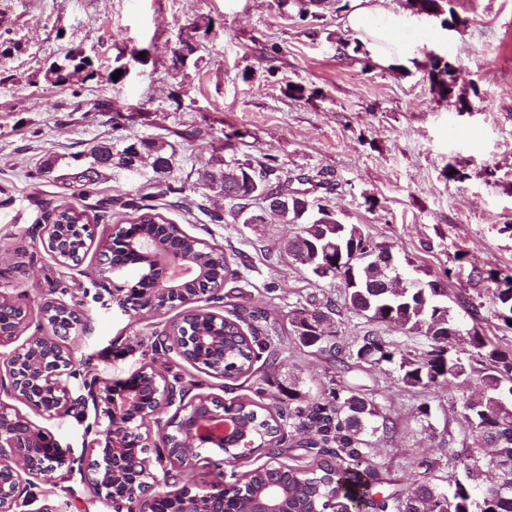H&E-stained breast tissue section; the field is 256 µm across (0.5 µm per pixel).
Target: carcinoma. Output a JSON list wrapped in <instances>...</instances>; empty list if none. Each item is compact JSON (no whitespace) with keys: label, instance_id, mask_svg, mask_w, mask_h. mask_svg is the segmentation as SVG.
<instances>
[{"label":"carcinoma","instance_id":"carcinoma-1","mask_svg":"<svg viewBox=\"0 0 512 512\" xmlns=\"http://www.w3.org/2000/svg\"><path fill=\"white\" fill-rule=\"evenodd\" d=\"M407 2L411 8L418 6L435 15H446L455 25L463 23L450 0ZM73 71L84 72L88 77L95 75L91 59L78 48L69 50L62 61L49 67L47 80L64 83ZM430 84L441 98L453 101L461 109L469 106L465 79L451 58L436 55L430 59ZM141 142L139 151L130 152L125 145L112 147L109 164L97 163V152L103 145L92 147L86 162L77 166L73 179L84 186L92 185L104 169H126L142 163L157 178H165L176 162L175 146L157 138H143ZM215 165L207 187L220 189L229 209L223 215H211V221L221 223L227 216L235 223L253 224L259 219L265 224L273 218L280 224L297 225V236L288 241L286 249L288 259L294 263L298 262L295 255L304 251L316 256L318 265L331 252L353 243L360 246L364 241L373 242L360 225L338 224L336 211L329 206L303 194L282 193L279 168L274 163L256 167L248 159L226 161L219 156ZM267 198L277 199L276 209L270 214L263 211ZM143 209L138 215L140 238L161 243L181 255L199 269L200 279L206 282L227 281L238 275L229 257L219 255L203 239L186 233L151 206ZM55 219L59 224H80L82 214L74 204L63 202L57 205ZM129 260L130 253L118 232L112 237V263L125 264ZM354 276L361 287L343 286L339 301L328 296L308 300L288 319L289 334L296 342L326 356L337 370L324 393L311 398L294 382L286 386L276 378L266 377L256 394L274 401L277 414L252 401L224 407L238 415L242 424L249 427L250 438L260 445L274 434L276 446L282 445L285 434L275 431L281 421L288 422L296 432L316 426L321 446L312 463L304 468L279 463L244 472L241 487L224 491V512H233L240 496L261 491L288 499L301 512H341L355 500L375 512H512V352L499 350L480 326L465 328L451 314L450 302L469 318L477 319V306L469 297L439 298L429 288L425 289L424 300L413 293L387 296L384 285L389 272L376 262L358 263ZM486 280L496 284L492 302L499 308V317L512 322V275L501 278L490 272ZM344 312L375 326H388L393 319L404 332L424 336L428 349L418 353L375 330L367 331L352 347L340 328L329 336L317 333L318 319L335 318L340 325ZM244 324L249 330L247 336L242 332ZM174 330L181 336L204 332L224 337V377L228 379L250 371L261 351L266 353L267 365L274 364L279 355V350L271 346L280 332L278 322L256 306H236L222 319L215 318L210 309L199 308L184 315ZM452 341L456 343L453 358L477 385L476 391L459 395L454 406L465 435L479 440L482 452L476 457L465 445L457 451L451 464L462 466L463 478L449 488L443 485V477L436 475L435 462L421 460L417 462L421 479L404 490L388 492L376 502L370 498L371 486L380 480L371 458L373 438L390 431V419L382 404L365 393L359 373L390 366L404 387L427 390L435 384V374L442 365L440 351ZM368 345L373 348L370 357L362 355Z\"/></svg>","mask_w":512,"mask_h":512}]
</instances>
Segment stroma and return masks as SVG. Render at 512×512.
Segmentation results:
<instances>
[{
    "instance_id": "35a3bbf8",
    "label": "stroma",
    "mask_w": 512,
    "mask_h": 512,
    "mask_svg": "<svg viewBox=\"0 0 512 512\" xmlns=\"http://www.w3.org/2000/svg\"><path fill=\"white\" fill-rule=\"evenodd\" d=\"M322 0L317 20H300L287 0H0V248H19L23 265L0 264V293L24 294L31 307L68 292L82 303L87 327L71 342L77 363L100 379L120 382L146 362L166 378L199 383L202 393L231 403L253 397L245 375L225 385L172 355L152 354L164 319L124 308L112 297L130 288L136 266L109 280L57 266L39 243L47 208L73 201L99 231L133 221L150 205L188 233L237 255L240 276L224 286L216 310L249 303L280 324L309 295L338 297L336 280L314 278L291 265L281 250L293 233L286 224L211 223L225 209L223 196L204 188L213 147L235 134V156L261 163L275 158L284 190L329 200L345 224L408 256L420 277L444 279L449 295L481 302L486 335L512 348V330L494 314L491 282L472 267L512 274V0H453L462 26L414 17L403 40L414 49L407 64H366L358 41L343 26L338 4ZM195 50L183 67L173 59L183 40ZM278 46L269 56L270 46ZM81 48L95 75L46 80L49 65ZM149 53L147 63L134 51ZM452 56L479 91L473 109L458 112L431 91L429 55ZM127 63L124 82L107 79L115 62ZM303 86V96L289 92ZM143 137L175 144L176 164L166 182L151 171H105L89 194L75 196L73 156L94 145ZM56 159L43 176V161ZM456 167L461 179L448 178ZM271 368L281 381L298 380L309 393L327 385L323 356L301 350L281 334ZM393 427L378 438L376 462L388 487L404 488L422 458L451 476L450 456L463 429L451 399L462 381L428 391L401 387L390 367L361 379ZM428 403L431 422L451 438L430 437L417 422ZM36 424L62 447L81 455L87 423L76 415ZM66 491L40 493L56 512H114L92 490L88 464L75 465Z\"/></svg>"
}]
</instances>
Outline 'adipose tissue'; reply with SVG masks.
Instances as JSON below:
<instances>
[{"mask_svg":"<svg viewBox=\"0 0 512 512\" xmlns=\"http://www.w3.org/2000/svg\"><path fill=\"white\" fill-rule=\"evenodd\" d=\"M354 2V8L344 19V26L355 34L365 51L387 64L411 60L412 51L400 37L408 23L407 15L390 7V0Z\"/></svg>","mask_w":512,"mask_h":512,"instance_id":"adipose-tissue-1","label":"adipose tissue"}]
</instances>
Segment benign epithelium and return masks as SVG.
<instances>
[{
	"label": "benign epithelium",
	"instance_id": "obj_1",
	"mask_svg": "<svg viewBox=\"0 0 512 512\" xmlns=\"http://www.w3.org/2000/svg\"><path fill=\"white\" fill-rule=\"evenodd\" d=\"M39 243L50 258L61 268L80 270L83 257L71 251V241L82 242L81 249H94L106 254L101 273L118 275L122 267L112 266V241L99 242L94 224H42ZM358 251L338 252L330 261L317 267V273L328 277L325 270H342L355 265ZM363 256L387 265L392 272L389 287L435 288L437 284L421 278L409 279L401 272V262L391 254L366 249ZM166 275L158 278V267L142 273L141 279L154 283L151 288L134 285L121 299L139 312L170 311L177 308L193 310L208 305L222 296L224 282L211 283L205 293L189 294L181 284L198 277L197 270L167 254L163 258ZM32 311L25 301L0 300V379L9 382L11 397L20 401L38 415L53 418L65 408L74 409L88 402L99 410L106 425L94 433L88 448L95 453L96 493L108 501L117 512L134 503L138 512H224L223 498L211 496L209 508H203L200 496L189 488L165 490L151 494L144 489L145 480L152 485L170 486L165 463L174 459L170 449L159 448L155 460L140 453L150 447L147 439L138 433L140 423L156 419L162 433L170 424L178 425L179 448L177 454L190 468L209 450L224 455L251 454L257 444L240 427L233 414L211 405L212 396L199 393L193 399H179L171 382L155 369L146 367L144 377L137 383L121 387H101L84 382V393L74 397L64 380L74 376L76 363L73 351L64 340L77 334L81 322L73 305L61 298L45 299L38 307V329L41 334L18 343L22 332L29 326ZM224 337L201 334L194 341L182 336L169 337L167 349L178 358L201 371H209L204 364L207 351L223 347ZM176 407L172 417L161 422L158 415ZM67 449L45 428L11 406L0 402V512H24L23 507L34 496L28 488L34 481L44 482L53 477L65 461ZM283 503L263 496L252 497L247 512H286Z\"/></svg>",
	"mask_w": 512,
	"mask_h": 512
}]
</instances>
